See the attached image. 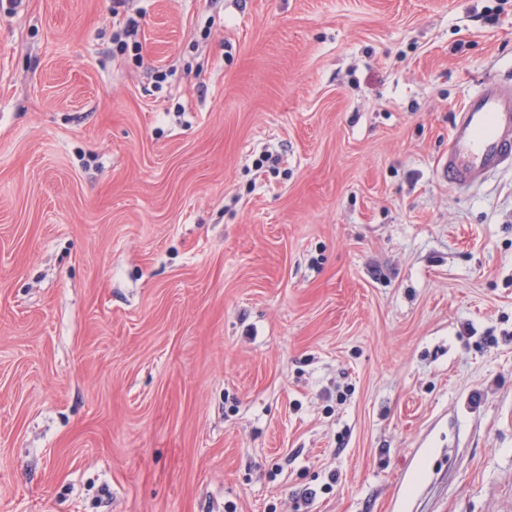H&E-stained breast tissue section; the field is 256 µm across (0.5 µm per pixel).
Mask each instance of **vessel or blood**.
Segmentation results:
<instances>
[{"label":"vessel or blood","mask_w":512,"mask_h":512,"mask_svg":"<svg viewBox=\"0 0 512 512\" xmlns=\"http://www.w3.org/2000/svg\"><path fill=\"white\" fill-rule=\"evenodd\" d=\"M512 161V89L489 83L459 112L448 153L438 163L449 184H467L478 172Z\"/></svg>","instance_id":"obj_1"}]
</instances>
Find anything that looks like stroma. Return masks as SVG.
<instances>
[{"label":"stroma","instance_id":"obj_1","mask_svg":"<svg viewBox=\"0 0 512 512\" xmlns=\"http://www.w3.org/2000/svg\"><path fill=\"white\" fill-rule=\"evenodd\" d=\"M133 5L0 9V512H512V0ZM130 2H134L132 0H115V6L112 9V14L116 16H120L119 8H123L124 17L122 22L119 20L118 27L114 35V41L119 47L120 51H124L128 48V39L133 37L139 27V18L142 16V12L140 10H133L130 8ZM114 10V11H113ZM133 11V13H131ZM510 161L512 89L491 82L459 111L438 174L448 184L463 186L476 172H490Z\"/></svg>","mask_w":512,"mask_h":512}]
</instances>
